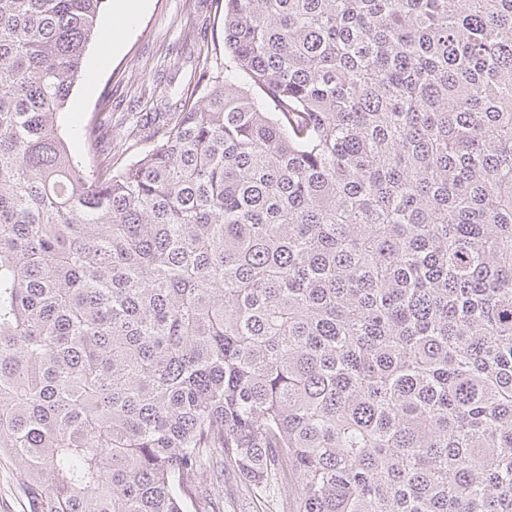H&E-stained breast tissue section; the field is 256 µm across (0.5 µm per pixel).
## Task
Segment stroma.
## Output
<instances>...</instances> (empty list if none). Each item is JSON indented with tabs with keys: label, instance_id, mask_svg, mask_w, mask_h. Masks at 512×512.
<instances>
[{
	"label": "stroma",
	"instance_id": "35a3bbf8",
	"mask_svg": "<svg viewBox=\"0 0 512 512\" xmlns=\"http://www.w3.org/2000/svg\"><path fill=\"white\" fill-rule=\"evenodd\" d=\"M187 45L204 47L209 63L223 67V0H145L118 53H109L98 42L87 48L84 74L73 90L76 108L70 127H78L92 113H105L112 143L118 147L133 127L157 125L149 100L166 86L202 96L193 78L195 60L178 70L173 67L174 58ZM295 495L290 484L268 497L250 496L241 491L233 472L224 474V512H282Z\"/></svg>",
	"mask_w": 512,
	"mask_h": 512
}]
</instances>
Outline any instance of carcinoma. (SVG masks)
I'll list each match as a JSON object with an SVG mask.
<instances>
[{"mask_svg":"<svg viewBox=\"0 0 512 512\" xmlns=\"http://www.w3.org/2000/svg\"><path fill=\"white\" fill-rule=\"evenodd\" d=\"M104 0H0V465L38 512H512V0H224L125 165ZM232 471L224 470V512H282L295 497L297 487L283 485L274 495L250 496L241 491Z\"/></svg>","mask_w":512,"mask_h":512,"instance_id":"1","label":"carcinoma"}]
</instances>
